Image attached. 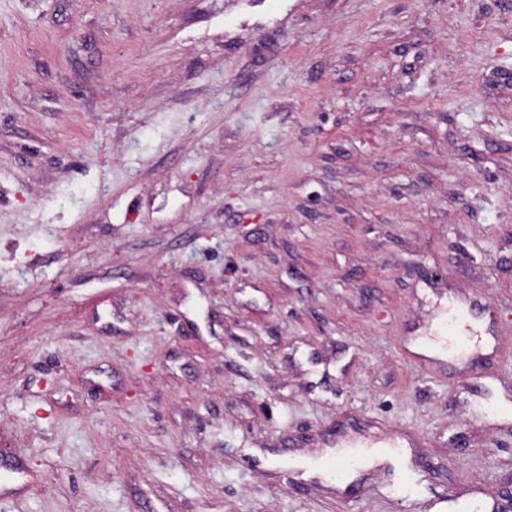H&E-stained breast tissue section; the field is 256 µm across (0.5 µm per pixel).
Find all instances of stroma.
I'll return each mask as SVG.
<instances>
[{
	"mask_svg": "<svg viewBox=\"0 0 512 512\" xmlns=\"http://www.w3.org/2000/svg\"><path fill=\"white\" fill-rule=\"evenodd\" d=\"M480 299L485 377L414 351ZM512 0H0V512L512 491Z\"/></svg>",
	"mask_w": 512,
	"mask_h": 512,
	"instance_id": "1",
	"label": "stroma"
}]
</instances>
